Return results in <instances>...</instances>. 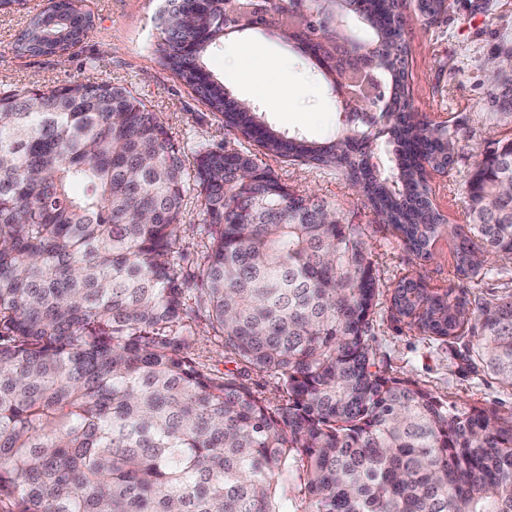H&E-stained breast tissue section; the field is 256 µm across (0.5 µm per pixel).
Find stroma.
<instances>
[{
	"mask_svg": "<svg viewBox=\"0 0 512 512\" xmlns=\"http://www.w3.org/2000/svg\"><path fill=\"white\" fill-rule=\"evenodd\" d=\"M47 0H17L0 8V90L47 89L70 82L109 81L132 89L158 113L193 166L190 149L197 144L239 148L224 130L221 114L211 112L156 54L161 40L160 14L164 0H79L89 14L88 37L59 56H27L13 45L29 19ZM404 38L409 49L411 102L420 114L444 121L456 131L454 162L446 172H429L431 197L448 224L465 221L466 181L491 150L512 140V119H497L488 106L489 86L484 63L501 36H512V0H449L448 13L426 23L415 0H404ZM260 51L273 62L262 90L239 80L246 57L243 47ZM207 70L234 97L249 102L273 128L326 141L341 122L340 104L314 59L278 31L254 28L225 34L205 59ZM284 104L276 99L281 88ZM257 163L272 165L290 189L333 203L346 224L365 228L382 295L370 317L376 359L388 376L431 392L445 405H472L506 415L512 413V385L498 380L473 361L463 346L428 340L409 329L390 303V293L402 277L423 278L431 290L467 293L491 301L512 292V270L489 264L485 276L459 279L452 253L459 240L445 233L435 242L431 259L407 251L394 229L379 223L365 197L333 172L304 161L271 162L254 148ZM190 355L202 369L225 368L224 340L205 314L195 320Z\"/></svg>",
	"mask_w": 512,
	"mask_h": 512,
	"instance_id": "obj_1",
	"label": "stroma"
}]
</instances>
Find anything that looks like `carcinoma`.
Here are the masks:
<instances>
[{"label":"carcinoma","instance_id":"1","mask_svg":"<svg viewBox=\"0 0 512 512\" xmlns=\"http://www.w3.org/2000/svg\"><path fill=\"white\" fill-rule=\"evenodd\" d=\"M378 45L392 172L372 163L368 125L317 143L268 126L202 63L249 0H167L156 52L227 131L274 158L301 159L360 188L406 250L428 259L442 228L423 164L445 169L456 132L410 111L399 0H350ZM264 23L328 76L324 19L291 29L289 0ZM91 26L73 0H48L15 44L52 55ZM512 112V87L489 92ZM165 123L110 82L0 94V512H512V413L450 410L389 377L370 345L379 298L364 230L290 190L247 149L195 150L188 175ZM512 142L467 181L454 270L512 262ZM201 200L210 245L199 304L236 363L206 372L188 355L191 274L178 230ZM391 304L410 328L461 343L512 385V295L401 279ZM271 372L280 401L255 392Z\"/></svg>","mask_w":512,"mask_h":512}]
</instances>
